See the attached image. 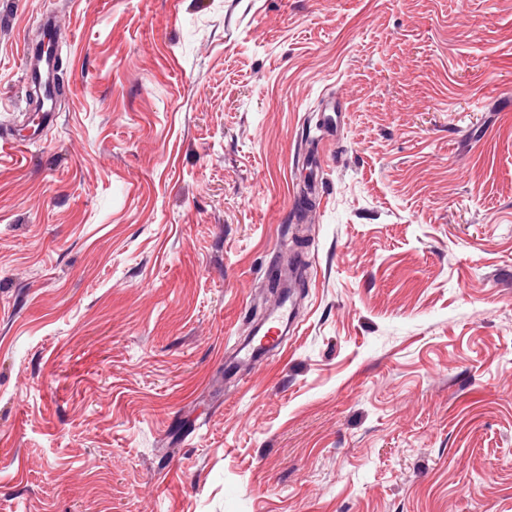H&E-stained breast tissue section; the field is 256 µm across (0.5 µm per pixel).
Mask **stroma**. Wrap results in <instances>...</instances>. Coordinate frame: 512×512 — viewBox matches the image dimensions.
I'll return each instance as SVG.
<instances>
[{"label": "stroma", "instance_id": "stroma-1", "mask_svg": "<svg viewBox=\"0 0 512 512\" xmlns=\"http://www.w3.org/2000/svg\"><path fill=\"white\" fill-rule=\"evenodd\" d=\"M2 135L0 512H512V0H0ZM291 273L288 282V296L280 298L269 310L262 335L266 336V350H275L284 354L285 336L291 330L294 331L298 325V313L293 302V283Z\"/></svg>", "mask_w": 512, "mask_h": 512}]
</instances>
